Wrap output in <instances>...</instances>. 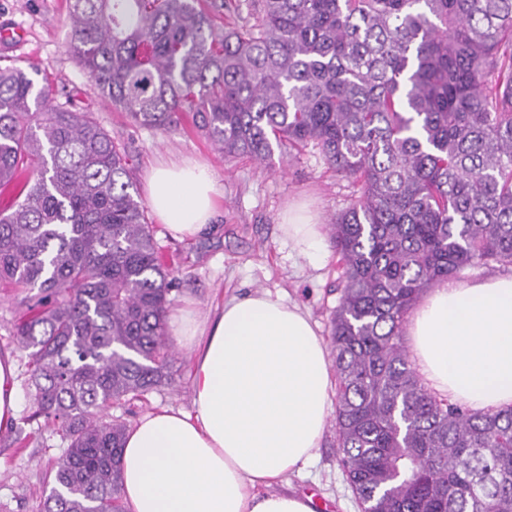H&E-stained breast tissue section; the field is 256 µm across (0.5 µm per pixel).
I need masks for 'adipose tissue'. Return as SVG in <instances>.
I'll use <instances>...</instances> for the list:
<instances>
[{"label":"adipose tissue","instance_id":"ef3b65f1","mask_svg":"<svg viewBox=\"0 0 512 512\" xmlns=\"http://www.w3.org/2000/svg\"><path fill=\"white\" fill-rule=\"evenodd\" d=\"M149 207L175 240L210 224L218 195L210 168L162 162L146 176ZM279 228L292 251L324 259L317 211L288 205ZM164 333L190 354V409L158 408L125 436L127 512H315L311 497L279 484L313 457L325 431L332 361L309 314L265 290L199 314L171 308ZM407 335L432 391L473 411L512 406V275L432 288ZM20 406L17 364L0 353V430Z\"/></svg>","mask_w":512,"mask_h":512}]
</instances>
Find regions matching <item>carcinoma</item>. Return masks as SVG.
<instances>
[{"label":"carcinoma","instance_id":"carcinoma-1","mask_svg":"<svg viewBox=\"0 0 512 512\" xmlns=\"http://www.w3.org/2000/svg\"><path fill=\"white\" fill-rule=\"evenodd\" d=\"M214 31L200 0H72L68 52L143 128L177 114L226 160L315 147L361 195L326 230L336 437L361 512H512V408L428 391L404 344L435 284L512 266V0H258ZM0 284L27 291L32 417L67 439L40 512H125L128 429L169 381L176 283L128 155L90 112L0 67Z\"/></svg>","mask_w":512,"mask_h":512}]
</instances>
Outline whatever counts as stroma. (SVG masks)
Here are the masks:
<instances>
[{
  "instance_id": "stroma-1",
  "label": "stroma",
  "mask_w": 512,
  "mask_h": 512,
  "mask_svg": "<svg viewBox=\"0 0 512 512\" xmlns=\"http://www.w3.org/2000/svg\"><path fill=\"white\" fill-rule=\"evenodd\" d=\"M70 3L0 0V31L12 33L11 39H0V66L13 63L31 69L35 85L49 86L54 102L69 99L75 107L94 113L128 152L137 188H144L147 170L163 159L192 157L210 165L219 193L212 232L177 241L162 224L154 226L176 277L174 301L190 299L205 312L231 296L264 289L308 311L320 336L328 337L343 269L332 255L319 267L296 259L279 232V216L289 203L305 199L318 209L322 221H329L359 197V186L329 170L312 147L275 155L268 166L247 158L227 162L196 133L190 116H182L165 131L129 125L66 49ZM21 299L20 291L0 288V350L15 357L19 391L24 394L29 388L28 356L13 337L14 325L25 311ZM175 353L168 383L143 399L113 406L112 416L131 424L160 406L190 408L185 381L189 354L181 347ZM30 413L29 403H22L20 414L28 419L23 426L29 436L25 447L12 445L0 432V512H38L43 478L67 446L45 429L42 420H30ZM285 489L312 496L319 512H360L339 463L334 424H327L316 457L289 477Z\"/></svg>"
}]
</instances>
